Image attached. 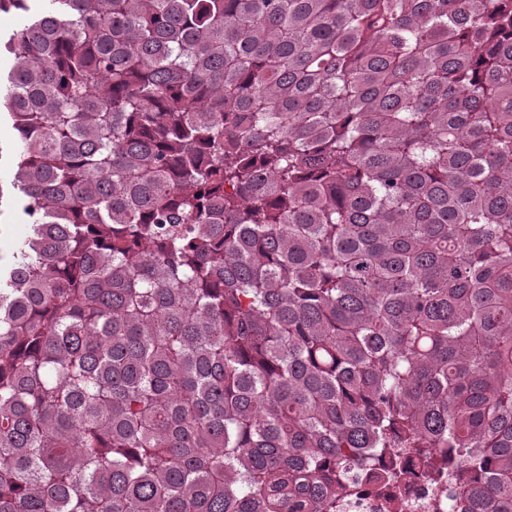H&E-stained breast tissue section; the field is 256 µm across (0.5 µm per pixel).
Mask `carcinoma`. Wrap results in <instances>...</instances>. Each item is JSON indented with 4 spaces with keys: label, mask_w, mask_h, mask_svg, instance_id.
<instances>
[{
    "label": "carcinoma",
    "mask_w": 512,
    "mask_h": 512,
    "mask_svg": "<svg viewBox=\"0 0 512 512\" xmlns=\"http://www.w3.org/2000/svg\"><path fill=\"white\" fill-rule=\"evenodd\" d=\"M49 4L0 512H332L394 448L512 512V0Z\"/></svg>",
    "instance_id": "obj_1"
}]
</instances>
